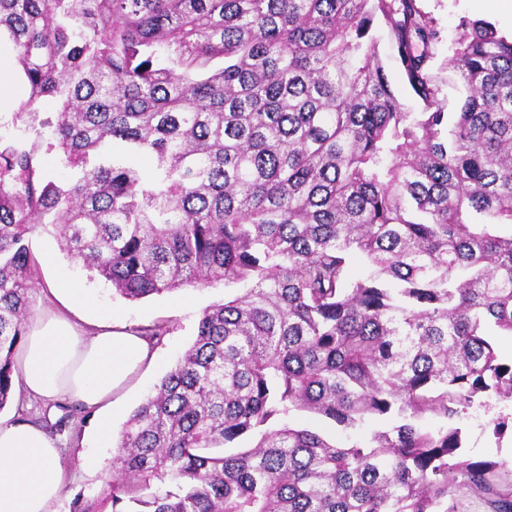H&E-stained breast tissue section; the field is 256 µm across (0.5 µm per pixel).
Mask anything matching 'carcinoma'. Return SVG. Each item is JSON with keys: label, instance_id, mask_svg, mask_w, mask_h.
Masks as SVG:
<instances>
[{"label": "carcinoma", "instance_id": "carcinoma-1", "mask_svg": "<svg viewBox=\"0 0 512 512\" xmlns=\"http://www.w3.org/2000/svg\"><path fill=\"white\" fill-rule=\"evenodd\" d=\"M460 26L449 112L420 0H0L28 89L0 122V410L52 224L125 299L231 290L119 433L112 512H512V464L456 426L512 401V38ZM377 36L379 39L380 56L383 60L391 82L400 94L403 102L406 105V108L411 112H419L420 104L413 97L410 90L404 83L402 75L399 71L396 49L389 37L387 28L384 25L379 26L377 30ZM291 423L296 428H305L328 435L337 442H345L347 438L365 439L376 429H382L386 426V422L378 419L367 420L362 426L344 432L333 423L310 413L295 412L291 417Z\"/></svg>", "mask_w": 512, "mask_h": 512}]
</instances>
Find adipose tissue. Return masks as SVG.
Returning <instances> with one entry per match:
<instances>
[{
  "instance_id": "adipose-tissue-1",
  "label": "adipose tissue",
  "mask_w": 512,
  "mask_h": 512,
  "mask_svg": "<svg viewBox=\"0 0 512 512\" xmlns=\"http://www.w3.org/2000/svg\"><path fill=\"white\" fill-rule=\"evenodd\" d=\"M66 301L95 319L93 330L79 328L67 315L47 313L29 323L16 368L21 396L69 398L99 412L97 436L112 445L109 418L102 412L130 379L154 361L143 336L119 322L100 321L97 304L76 285L63 287ZM67 481L61 450L39 425L0 423V512H52Z\"/></svg>"
}]
</instances>
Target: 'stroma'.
<instances>
[{
  "mask_svg": "<svg viewBox=\"0 0 512 512\" xmlns=\"http://www.w3.org/2000/svg\"><path fill=\"white\" fill-rule=\"evenodd\" d=\"M424 11L431 15L440 32L435 50L433 71L442 74L448 59V48L458 36L461 19L486 20L504 35H512V20L501 15L494 7L475 8L474 0H421ZM15 53L8 43L0 44V111L13 112L26 101L27 94L15 75ZM30 249L35 261V275L29 292L32 315L60 309L55 295L57 287L75 283L86 288L97 301L100 310L114 312L118 321L129 328L164 323L171 332L156 346L154 365L144 368L129 383L117 399L119 414L112 422L114 431H121L133 409L144 395L174 366L178 356L192 343L199 316L204 308L224 301L223 283L206 288L184 287L172 293L152 296L140 301H129L114 295L109 284L101 279L89 278L76 261L63 254L58 246L53 227L38 228L30 237ZM501 416L512 417V403L490 401L488 406H476L459 419L464 433L463 451L472 458H496L512 462V432L503 438L492 434L493 422ZM97 414L85 411L75 417L69 429L58 434L56 440L62 450L64 463L72 478L67 484L54 512H70L75 495H82L88 512H112L102 500V492L112 479V451L95 445L94 431ZM294 427L305 428L328 435L336 441L364 439L384 421L367 420L362 426L345 432L333 423L310 413L297 412L291 417Z\"/></svg>",
  "mask_w": 512,
  "mask_h": 512,
  "instance_id": "stroma-1",
  "label": "stroma"
}]
</instances>
